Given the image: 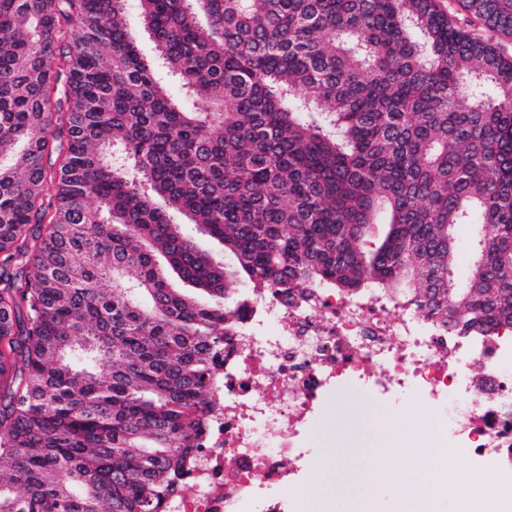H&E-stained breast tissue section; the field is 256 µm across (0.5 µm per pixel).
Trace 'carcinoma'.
<instances>
[{"label":"carcinoma","mask_w":512,"mask_h":512,"mask_svg":"<svg viewBox=\"0 0 512 512\" xmlns=\"http://www.w3.org/2000/svg\"><path fill=\"white\" fill-rule=\"evenodd\" d=\"M241 283L511 328L512 57L443 0H0V512H162Z\"/></svg>","instance_id":"obj_1"}]
</instances>
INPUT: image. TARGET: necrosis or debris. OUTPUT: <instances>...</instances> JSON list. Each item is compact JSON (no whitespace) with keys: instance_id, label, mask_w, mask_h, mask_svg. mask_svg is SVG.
Returning <instances> with one entry per match:
<instances>
[{"instance_id":"necrosis-or-debris-1","label":"necrosis or debris","mask_w":512,"mask_h":512,"mask_svg":"<svg viewBox=\"0 0 512 512\" xmlns=\"http://www.w3.org/2000/svg\"><path fill=\"white\" fill-rule=\"evenodd\" d=\"M355 381L426 402L434 417L421 442L512 475V330L452 335L376 294L252 293L224 358L221 408L166 512H288L307 483L302 433L326 396Z\"/></svg>"}]
</instances>
